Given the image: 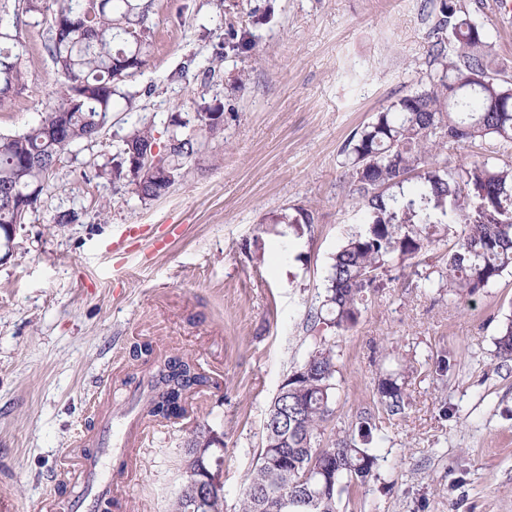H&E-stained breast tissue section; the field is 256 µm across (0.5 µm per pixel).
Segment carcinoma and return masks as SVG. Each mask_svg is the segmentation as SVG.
Returning a JSON list of instances; mask_svg holds the SVG:
<instances>
[{
  "instance_id": "1",
  "label": "carcinoma",
  "mask_w": 512,
  "mask_h": 512,
  "mask_svg": "<svg viewBox=\"0 0 512 512\" xmlns=\"http://www.w3.org/2000/svg\"><path fill=\"white\" fill-rule=\"evenodd\" d=\"M25 13L48 12L44 49L64 78L60 102L23 133L0 134V241L38 204L53 172L52 162L81 142L99 136L109 121L114 97L134 109L136 95L121 91L143 63L153 42L146 0H22ZM430 85L391 101L354 131L343 150L350 192L365 212L330 264L318 320L347 330L364 307L367 291L393 267L418 265L441 228L448 237L446 288L456 298L472 297L512 269V164L477 152L459 165L442 156L448 143L481 147L489 140L512 145V83L500 78L505 63L464 0H440L431 28ZM0 109L8 107L25 81V60L17 34L0 27ZM173 129L161 161L170 179L159 183L130 168L132 151L155 144L152 128H134L122 139L112 166V183H130L138 197L154 200L181 176L200 150L198 140ZM284 224H311L310 210L297 207L281 216ZM497 357L512 361V316L496 340ZM336 353L331 345L312 350L288 374V385L273 401L286 430L265 434L253 470L243 483L241 512H336L351 482L372 477L371 430L347 434L320 446L321 428L336 396ZM378 393L390 415L405 407L397 379L379 381ZM166 410L149 400L147 415L176 419L184 415L189 394ZM217 437L202 429L189 443V468L176 512H224V484L198 486L212 467ZM288 449L301 463L281 468L269 456Z\"/></svg>"
}]
</instances>
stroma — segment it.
<instances>
[{"label":"stroma","instance_id":"35a3bbf8","mask_svg":"<svg viewBox=\"0 0 512 512\" xmlns=\"http://www.w3.org/2000/svg\"><path fill=\"white\" fill-rule=\"evenodd\" d=\"M437 0H154L153 46L115 98L97 140L74 146L17 227L0 262V512H41L67 499L52 481L91 415L142 405L154 362L186 355L217 386L189 417L162 423L133 450L123 512H174L188 440L207 425L224 441V512L263 444L273 398L323 343L336 351L328 444L375 425L377 458L338 512H512V361L495 340L512 314V270L467 299L439 282L448 244L417 268L392 269L348 330L315 321L332 257L362 213L341 148L429 71ZM512 80V18L498 0H465ZM26 61L23 92L0 110V132L36 125L63 80L44 50L48 15L0 0ZM224 107V133L169 192L141 201L114 184L112 160L133 128L167 142L172 119L197 126ZM313 223H279L296 206ZM78 218L57 223L59 212ZM147 345L150 355H134ZM404 384L389 415L380 378Z\"/></svg>","mask_w":512,"mask_h":512}]
</instances>
